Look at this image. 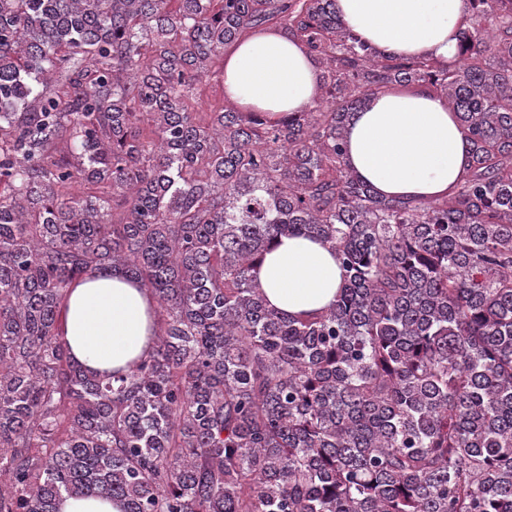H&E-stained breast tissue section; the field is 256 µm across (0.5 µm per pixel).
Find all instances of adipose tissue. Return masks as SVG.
I'll list each match as a JSON object with an SVG mask.
<instances>
[{"instance_id":"ef3b65f1","label":"adipose tissue","mask_w":512,"mask_h":512,"mask_svg":"<svg viewBox=\"0 0 512 512\" xmlns=\"http://www.w3.org/2000/svg\"><path fill=\"white\" fill-rule=\"evenodd\" d=\"M342 24L392 57L457 55L468 0H336ZM316 63L281 31L253 33L224 55V92L240 108L277 118L313 104ZM349 168L386 198L450 195L469 165L468 142L444 97L419 88L371 99L346 130ZM266 302L291 314L320 312L336 300L343 270L317 240L283 237L257 270ZM156 304L136 281L109 271L74 282L63 300L62 340L93 373L131 368L154 343Z\"/></svg>"}]
</instances>
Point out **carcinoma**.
<instances>
[{
  "label": "carcinoma",
  "instance_id": "obj_1",
  "mask_svg": "<svg viewBox=\"0 0 512 512\" xmlns=\"http://www.w3.org/2000/svg\"><path fill=\"white\" fill-rule=\"evenodd\" d=\"M274 27L320 69L271 119L191 101ZM444 96L470 164L433 201L348 168L353 113ZM329 245L319 314L270 307L271 245ZM153 295L128 372L60 342L79 278ZM512 512V0H469L458 62L394 58L336 0H0V512ZM58 512H123V504L103 498L65 497L58 503Z\"/></svg>",
  "mask_w": 512,
  "mask_h": 512
}]
</instances>
